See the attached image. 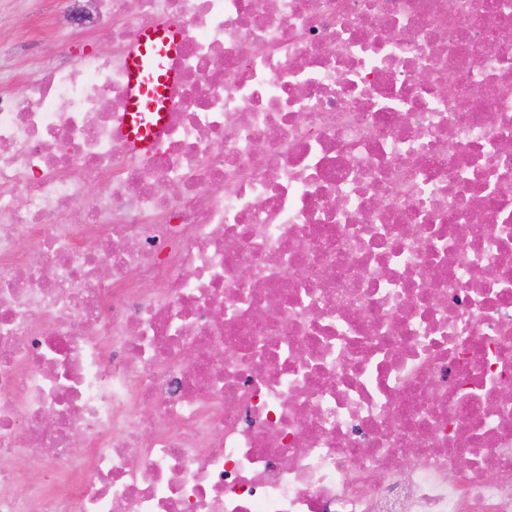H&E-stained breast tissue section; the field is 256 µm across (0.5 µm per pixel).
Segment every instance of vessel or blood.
I'll list each match as a JSON object with an SVG mask.
<instances>
[{"instance_id":"b4317fda","label":"vessel or blood","mask_w":512,"mask_h":512,"mask_svg":"<svg viewBox=\"0 0 512 512\" xmlns=\"http://www.w3.org/2000/svg\"><path fill=\"white\" fill-rule=\"evenodd\" d=\"M180 41L174 25L160 22L141 30L123 57L129 97L121 133L133 153L151 152L162 136L165 112L179 80L172 58Z\"/></svg>"}]
</instances>
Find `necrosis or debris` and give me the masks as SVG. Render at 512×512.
Listing matches in <instances>:
<instances>
[{"mask_svg":"<svg viewBox=\"0 0 512 512\" xmlns=\"http://www.w3.org/2000/svg\"><path fill=\"white\" fill-rule=\"evenodd\" d=\"M66 15L111 55L0 88V512H512V0ZM181 35L172 24L160 22L141 30L123 57L129 97L121 117V134L135 154L151 152L164 131V120L179 74L169 60L180 45ZM155 112L151 122L145 113Z\"/></svg>","mask_w":512,"mask_h":512,"instance_id":"necrosis-or-debris-1","label":"necrosis or debris"}]
</instances>
